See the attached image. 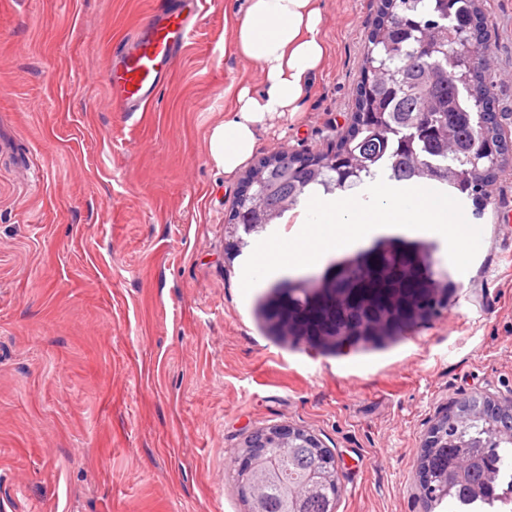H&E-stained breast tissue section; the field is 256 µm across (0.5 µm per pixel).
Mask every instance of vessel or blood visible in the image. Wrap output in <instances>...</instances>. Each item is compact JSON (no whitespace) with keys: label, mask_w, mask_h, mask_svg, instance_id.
Here are the masks:
<instances>
[{"label":"vessel or blood","mask_w":512,"mask_h":512,"mask_svg":"<svg viewBox=\"0 0 512 512\" xmlns=\"http://www.w3.org/2000/svg\"><path fill=\"white\" fill-rule=\"evenodd\" d=\"M191 33L188 16L170 0H158L137 42L113 53L109 81L119 111H140L153 98Z\"/></svg>","instance_id":"b4317fda"}]
</instances>
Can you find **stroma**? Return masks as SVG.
Returning a JSON list of instances; mask_svg holds the SVG:
<instances>
[{
    "label": "stroma",
    "mask_w": 512,
    "mask_h": 512,
    "mask_svg": "<svg viewBox=\"0 0 512 512\" xmlns=\"http://www.w3.org/2000/svg\"><path fill=\"white\" fill-rule=\"evenodd\" d=\"M379 0H322L325 57L298 112L256 134L254 159L334 146L356 107ZM155 0H0V512H246L233 481L247 435L289 425L342 471L336 512H425L418 460L444 408L512 397V151L484 237L448 305L355 352L293 337L241 288V237L211 129L259 69L232 47L246 0H202L194 34L146 111L112 105L107 71ZM494 110L512 142V0H480Z\"/></svg>",
    "instance_id": "obj_1"
}]
</instances>
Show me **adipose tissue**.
Listing matches in <instances>:
<instances>
[{"label": "adipose tissue", "instance_id": "obj_1", "mask_svg": "<svg viewBox=\"0 0 512 512\" xmlns=\"http://www.w3.org/2000/svg\"><path fill=\"white\" fill-rule=\"evenodd\" d=\"M320 24L319 0H248L234 27L233 46L258 67L265 88L240 87L229 117L210 132L209 154L225 172L252 157L259 128L275 116L298 111L325 55Z\"/></svg>", "mask_w": 512, "mask_h": 512}]
</instances>
